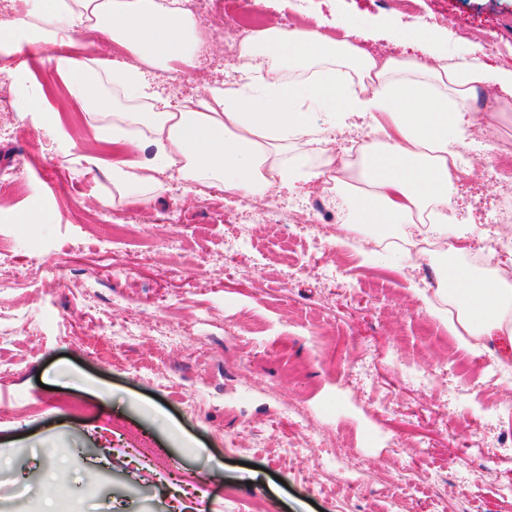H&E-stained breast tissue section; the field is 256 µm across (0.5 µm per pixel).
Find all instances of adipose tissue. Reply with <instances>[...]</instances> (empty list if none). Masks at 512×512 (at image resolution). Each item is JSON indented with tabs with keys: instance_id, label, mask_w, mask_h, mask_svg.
Segmentation results:
<instances>
[{
	"instance_id": "adipose-tissue-1",
	"label": "adipose tissue",
	"mask_w": 512,
	"mask_h": 512,
	"mask_svg": "<svg viewBox=\"0 0 512 512\" xmlns=\"http://www.w3.org/2000/svg\"><path fill=\"white\" fill-rule=\"evenodd\" d=\"M83 25L121 47L125 60L64 53ZM385 36L411 55L377 58L324 32L319 21L266 27L236 48L244 82L210 86L192 109L173 105L147 78L148 70L171 72L196 55V21L181 0H35L25 19L0 21V54L22 39L55 48L51 61L94 139L125 154L111 161L81 149L65 157L111 186L106 205L115 197L153 198L168 177L189 193L215 188L243 197L320 179L307 159L325 150L336 124L316 125L312 111L371 114L378 140L360 163L358 183L345 185L353 229H366L377 243L399 224L405 242L430 240L431 250L402 254L434 269L437 288L424 298L425 310L447 322L459 347L511 356L512 281L458 263L446 210L456 179L451 162L466 146L453 133L457 116L487 90L491 111L512 112V67L449 62L439 32L408 37L389 28ZM416 212L428 213L429 223L412 222Z\"/></svg>"
}]
</instances>
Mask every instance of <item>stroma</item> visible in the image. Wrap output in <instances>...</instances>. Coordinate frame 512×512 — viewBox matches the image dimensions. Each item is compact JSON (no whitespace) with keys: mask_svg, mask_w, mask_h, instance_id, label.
<instances>
[{"mask_svg":"<svg viewBox=\"0 0 512 512\" xmlns=\"http://www.w3.org/2000/svg\"><path fill=\"white\" fill-rule=\"evenodd\" d=\"M201 20L218 30L206 41L196 75L169 89L198 99L217 81L237 80L229 56L237 26L319 11L350 28L379 23L448 31V52L479 42L482 60L512 63V0H211ZM51 49L1 56L0 68L42 85L65 128L43 129V115L20 111L23 86L9 80L0 106V247L41 275L0 270V512H388L393 478L422 470L448 482V512H512V450L499 442L512 423V378L494 376L489 352L458 348L447 326L423 309L434 293L428 267L383 252L366 262L362 235L346 230L352 205L338 193L333 215L317 209L321 182H297L265 196L281 207L274 224L255 226L231 253L224 244L251 222L243 197L185 192L174 181L148 201L105 205L93 175L63 164L87 127L68 95L54 92ZM451 223L464 245L512 263L501 245L500 185L492 157L512 152V112H467ZM371 116L346 117L330 148L344 168L352 143L373 140ZM40 205L29 235L18 216ZM180 251H164L171 235ZM185 274L171 278L169 266ZM176 312L195 336L166 346L149 327ZM132 323L122 357L98 336L99 321ZM373 361L355 364L361 347ZM151 359L164 382L132 372ZM431 377L422 384L420 375ZM195 400L194 413L184 404ZM307 419L297 423L295 407ZM321 433L335 446L324 482L310 454L283 456L282 439ZM174 464L158 469L134 450V436Z\"/></svg>","mask_w":512,"mask_h":512,"instance_id":"35a3bbf8","label":"stroma"}]
</instances>
